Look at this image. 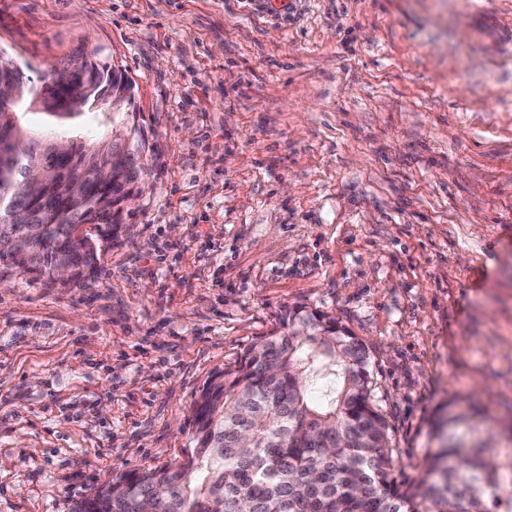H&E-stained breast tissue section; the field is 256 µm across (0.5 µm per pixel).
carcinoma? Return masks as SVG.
Listing matches in <instances>:
<instances>
[{"instance_id":"obj_1","label":"carcinoma","mask_w":512,"mask_h":512,"mask_svg":"<svg viewBox=\"0 0 512 512\" xmlns=\"http://www.w3.org/2000/svg\"><path fill=\"white\" fill-rule=\"evenodd\" d=\"M85 64L77 66L79 60ZM68 70L76 86H90L79 112H60L38 102L32 78L9 56L0 55V81L20 95L0 103V237L19 234L8 220L12 209H36L42 231L23 252L0 254V264L21 273L55 279L61 254L72 262L70 282L93 279L99 243L118 237L130 209L120 203L143 179L145 148L134 138L125 183H90L77 208L63 200L67 184L49 183L53 204L43 206L25 192L26 173L36 167L53 138H36L16 121L23 109H38L63 123L96 116L98 87L110 80L124 91L131 84L112 58L95 48L79 49L40 72L45 82ZM70 178L93 177L112 164V144L70 142ZM285 331L251 345L233 369L215 372L193 406V430L185 459L174 466L122 472L73 512H512V495L500 492L498 467L484 460L486 443L465 445L455 428L463 414L448 413L447 443L430 456L438 480L397 481V449L385 416L371 398L372 378L365 345L339 321L296 307Z\"/></svg>"}]
</instances>
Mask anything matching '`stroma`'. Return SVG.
<instances>
[{"label":"stroma","mask_w":512,"mask_h":512,"mask_svg":"<svg viewBox=\"0 0 512 512\" xmlns=\"http://www.w3.org/2000/svg\"><path fill=\"white\" fill-rule=\"evenodd\" d=\"M266 2L0 0L30 76L82 47L122 67L149 157L93 281L0 272V512L180 463L211 374L296 306L366 345L398 480L452 410L512 460V0Z\"/></svg>","instance_id":"35a3bbf8"}]
</instances>
